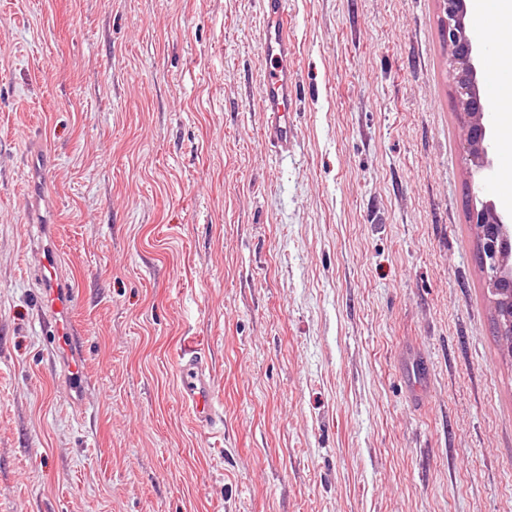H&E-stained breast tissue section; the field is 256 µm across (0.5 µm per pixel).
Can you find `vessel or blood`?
<instances>
[{
  "label": "vessel or blood",
  "mask_w": 512,
  "mask_h": 512,
  "mask_svg": "<svg viewBox=\"0 0 512 512\" xmlns=\"http://www.w3.org/2000/svg\"><path fill=\"white\" fill-rule=\"evenodd\" d=\"M263 25L260 57L263 62L258 96L264 116L263 137L278 155L293 152L298 133L293 120V105L298 94L296 50L288 35V0H261ZM58 266L56 254H49L43 279L45 301L43 322L51 337L68 351L79 349L81 337L68 320L74 291L62 283L53 270ZM178 394L196 429L221 432L223 417L209 363L200 347L187 344L179 352Z\"/></svg>",
  "instance_id": "b4317fda"
}]
</instances>
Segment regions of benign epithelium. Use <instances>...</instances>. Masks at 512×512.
Instances as JSON below:
<instances>
[{
  "label": "benign epithelium",
  "mask_w": 512,
  "mask_h": 512,
  "mask_svg": "<svg viewBox=\"0 0 512 512\" xmlns=\"http://www.w3.org/2000/svg\"><path fill=\"white\" fill-rule=\"evenodd\" d=\"M442 33L448 47L449 69L457 77L456 104L463 116V147L470 161V190L478 197L468 213L478 240L487 284L502 307L501 335L512 336V211L479 198L493 176L496 144L486 119L479 79L482 48L466 22L469 0H441Z\"/></svg>",
  "instance_id": "obj_1"
}]
</instances>
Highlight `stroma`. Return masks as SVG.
I'll return each instance as SVG.
<instances>
[{
	"label": "stroma",
	"mask_w": 512,
	"mask_h": 512,
	"mask_svg": "<svg viewBox=\"0 0 512 512\" xmlns=\"http://www.w3.org/2000/svg\"><path fill=\"white\" fill-rule=\"evenodd\" d=\"M289 10L283 159L260 0H0V512H512V345L440 0ZM49 250L76 393L41 318ZM190 340L220 438L178 398ZM288 2L261 0L260 57L263 69L258 96L264 116L265 143L280 156H288L294 151L298 137L293 105L299 85L295 44L288 36Z\"/></svg>",
	"instance_id": "35a3bbf8"
}]
</instances>
